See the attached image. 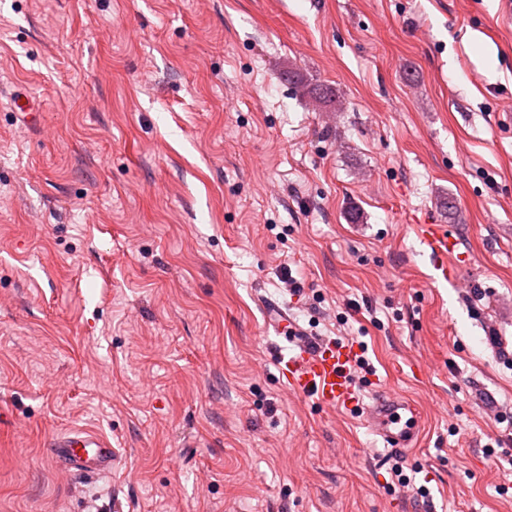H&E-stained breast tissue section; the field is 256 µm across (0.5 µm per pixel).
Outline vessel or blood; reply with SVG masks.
I'll use <instances>...</instances> for the list:
<instances>
[{
    "mask_svg": "<svg viewBox=\"0 0 512 512\" xmlns=\"http://www.w3.org/2000/svg\"><path fill=\"white\" fill-rule=\"evenodd\" d=\"M420 230L431 253L439 258L443 276H453L461 258L457 239L441 231L436 224L421 225ZM274 327L293 345L291 353L280 360L281 373L289 390L312 399L324 409L356 407L358 397L350 377V367L355 360L352 346L310 344L298 337L297 326L283 310L279 311ZM365 417L391 448L411 447L417 436L420 419L417 408L396 395H378L374 403L366 407ZM50 454L58 466L98 474L110 472L116 462L115 451L109 444L85 432L55 439Z\"/></svg>",
    "mask_w": 512,
    "mask_h": 512,
    "instance_id": "vessel-or-blood-1",
    "label": "vessel or blood"
}]
</instances>
